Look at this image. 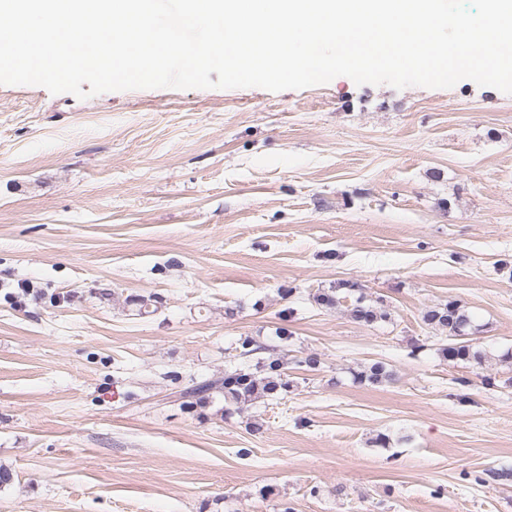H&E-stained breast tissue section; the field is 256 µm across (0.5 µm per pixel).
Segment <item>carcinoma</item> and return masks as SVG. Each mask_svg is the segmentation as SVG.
I'll return each instance as SVG.
<instances>
[{"label":"carcinoma","mask_w":512,"mask_h":512,"mask_svg":"<svg viewBox=\"0 0 512 512\" xmlns=\"http://www.w3.org/2000/svg\"><path fill=\"white\" fill-rule=\"evenodd\" d=\"M351 317L365 324H372L378 319L377 312L358 300L350 309ZM425 321L447 334L451 343L440 348L441 354L449 361L479 360L481 353L473 350V343L465 339V328L470 317L460 305L450 301L441 307L432 309L424 316ZM283 361L278 356H271L262 362L266 376L260 377L247 369L237 368L224 373L221 379L208 380L186 394L188 398H198L199 404L208 403L211 394L224 397V401L239 406L251 403L264 396H271L279 390L288 389V383L282 379Z\"/></svg>","instance_id":"carcinoma-1"}]
</instances>
